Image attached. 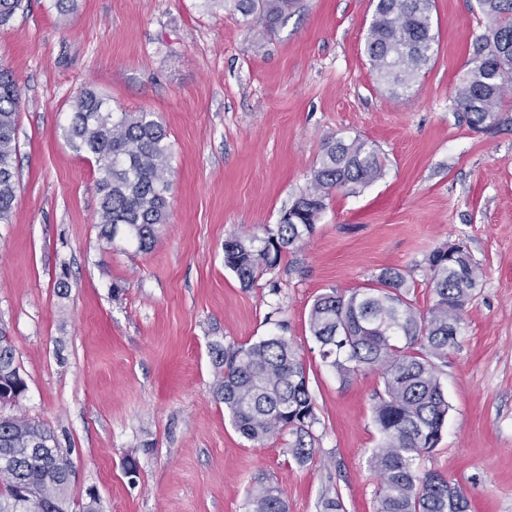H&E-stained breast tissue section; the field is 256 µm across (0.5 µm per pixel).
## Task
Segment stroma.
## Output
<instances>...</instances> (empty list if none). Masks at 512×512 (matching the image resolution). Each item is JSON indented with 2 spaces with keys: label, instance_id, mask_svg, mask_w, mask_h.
Returning a JSON list of instances; mask_svg holds the SVG:
<instances>
[{
  "label": "stroma",
  "instance_id": "stroma-1",
  "mask_svg": "<svg viewBox=\"0 0 512 512\" xmlns=\"http://www.w3.org/2000/svg\"><path fill=\"white\" fill-rule=\"evenodd\" d=\"M74 3L63 17L55 0H23L0 26V66L20 93L0 328L27 384L0 415L44 422L70 453L71 496L96 493L100 512H247L260 474L288 512H321L335 495L346 512H374L381 375L342 381L308 314L386 268L426 308L429 254L461 242L480 276L437 365L442 438L419 465L457 483L469 512H512V88L494 129L462 120L454 91L486 26L476 0H434L432 58L396 94L364 52L373 0H297L271 32L231 0ZM86 88L169 133L168 222L149 252L99 239L95 163L62 131ZM335 136L375 145L384 176L333 194L308 244L243 286L225 240L277 224ZM275 333L308 372L316 454L304 466L288 435L244 438L212 396L211 346Z\"/></svg>",
  "mask_w": 512,
  "mask_h": 512
}]
</instances>
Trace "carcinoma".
Masks as SVG:
<instances>
[{
  "instance_id": "cac0c4a2",
  "label": "carcinoma",
  "mask_w": 512,
  "mask_h": 512,
  "mask_svg": "<svg viewBox=\"0 0 512 512\" xmlns=\"http://www.w3.org/2000/svg\"><path fill=\"white\" fill-rule=\"evenodd\" d=\"M244 20L271 30L294 0H233ZM487 32L475 44L468 68L455 89V102L473 129L490 130L499 121L505 88L512 85V0H478ZM433 0H376L365 38V53L377 80L407 89L431 60L435 34ZM20 95L9 72L0 70V223L11 221L16 197V126ZM64 135L71 148L95 160L100 239H118L150 251L168 223L170 145L153 112H114L105 99L84 89L72 106ZM383 175L373 144L360 138L332 139L318 155L309 187L281 212L263 234L224 243V265L243 286L276 268L282 255L308 243L327 200L350 186H367ZM428 287L433 303L418 309L408 298L411 285L398 269L382 270L365 288L348 295L317 297L308 315L320 357L343 380L380 367L383 392L376 394L373 418L383 443L370 456L379 479L375 512H468L467 499L436 471L418 460L440 442L448 400L435 361L448 358L462 314L479 278L478 266L463 251L437 248L429 254ZM216 369L214 398L224 404L237 431L252 441L288 433V452L300 465L314 459V403L306 368L290 341L279 335L254 343L211 347ZM0 387L23 397L27 384L15 349L0 336ZM44 453L30 451L34 445ZM72 462L58 449L50 428L24 415L0 418V512H15L20 498L30 512H99L97 498L71 499ZM248 512H288L279 486L256 477Z\"/></svg>"
}]
</instances>
